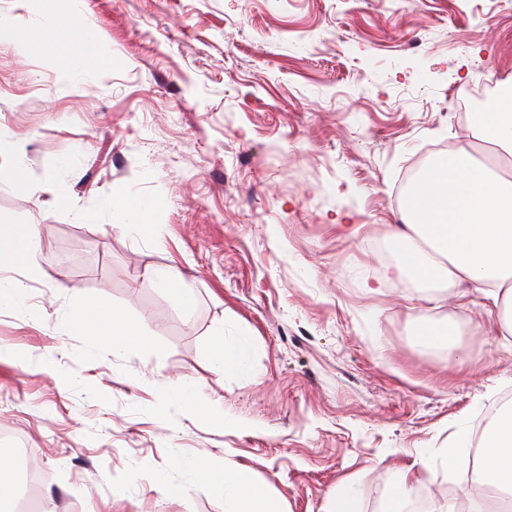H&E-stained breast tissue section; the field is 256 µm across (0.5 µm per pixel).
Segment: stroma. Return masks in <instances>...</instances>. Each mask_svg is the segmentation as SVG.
Masks as SVG:
<instances>
[{"mask_svg": "<svg viewBox=\"0 0 512 512\" xmlns=\"http://www.w3.org/2000/svg\"><path fill=\"white\" fill-rule=\"evenodd\" d=\"M25 24L0 41V225H37L27 305L0 312V443L42 472L45 512H224L188 486L187 456L250 467L286 512H324L349 483L384 512L396 467L478 440L512 397V348L474 287L383 280L405 180L512 77V0H0ZM87 27L96 39L80 43ZM110 71L60 79L74 49ZM157 199L130 233L104 197ZM78 211L94 212L92 224ZM174 266L177 305L149 277ZM141 335L116 351L59 327L74 293ZM456 343L428 347L421 326ZM252 367H214L216 330ZM98 348L99 361L88 358ZM224 402L218 427L162 414L154 383ZM469 456L435 463L409 512H475ZM165 476L158 485L157 476Z\"/></svg>", "mask_w": 512, "mask_h": 512, "instance_id": "1", "label": "stroma"}]
</instances>
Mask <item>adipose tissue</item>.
<instances>
[{"instance_id":"1","label":"adipose tissue","mask_w":512,"mask_h":512,"mask_svg":"<svg viewBox=\"0 0 512 512\" xmlns=\"http://www.w3.org/2000/svg\"><path fill=\"white\" fill-rule=\"evenodd\" d=\"M495 103L474 113V138L489 145L480 159L459 149L425 169L404 204L402 229L395 236L405 249L386 277L411 279L429 286L464 283L479 286L484 298L503 306L502 327L512 335V79ZM119 312L92 298L64 312L61 327L97 342ZM252 344L240 335L227 341L216 337L211 359L238 374L250 367ZM159 401L166 407L188 409L224 425L222 403L203 399L190 384L170 388L158 384ZM476 483L489 490L512 489V409L495 415L477 445ZM178 468L188 481L199 484L224 502V512H284L244 465H217L196 456L181 458Z\"/></svg>"}]
</instances>
